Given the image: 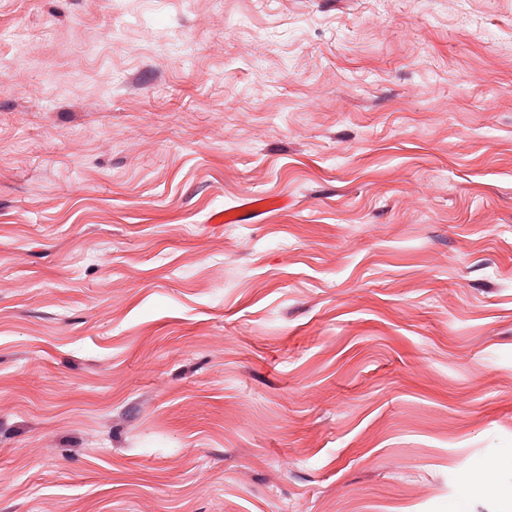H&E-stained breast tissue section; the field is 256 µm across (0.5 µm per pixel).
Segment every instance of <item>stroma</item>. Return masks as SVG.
<instances>
[{
    "instance_id": "35a3bbf8",
    "label": "stroma",
    "mask_w": 512,
    "mask_h": 512,
    "mask_svg": "<svg viewBox=\"0 0 512 512\" xmlns=\"http://www.w3.org/2000/svg\"><path fill=\"white\" fill-rule=\"evenodd\" d=\"M490 458L465 512H512V0H0V512H449ZM281 202L275 198L249 197L234 210L219 211L213 214L211 223L214 224H241L250 219L257 218L263 213L280 208Z\"/></svg>"
}]
</instances>
